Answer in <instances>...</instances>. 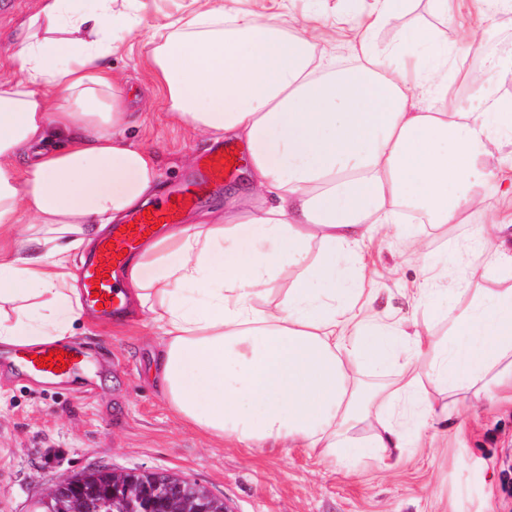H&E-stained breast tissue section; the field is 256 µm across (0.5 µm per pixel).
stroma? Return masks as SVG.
<instances>
[{
  "label": "stroma",
  "mask_w": 512,
  "mask_h": 512,
  "mask_svg": "<svg viewBox=\"0 0 512 512\" xmlns=\"http://www.w3.org/2000/svg\"><path fill=\"white\" fill-rule=\"evenodd\" d=\"M317 9L332 25L343 0H245L264 13ZM39 8V0H0V78L13 76L18 25ZM512 46V12L497 15L479 52L464 64L476 86L493 84L482 58ZM142 38H128L113 57L119 89L137 102L139 117L129 129L137 142L160 154L159 180L165 193L183 189L196 159L210 142L168 121L164 91L146 62ZM470 221L412 230L437 260L452 257ZM369 280L377 288L375 307L392 316H416L435 338L466 304L465 294L449 292L440 315L414 309L412 290L422 273L406 243L382 232L367 250ZM73 341L90 352L84 374L86 393L73 385L49 383L20 372L17 348L0 346V512H31L63 476L98 467L114 471L150 470L194 482L224 499L231 512H512L502 471L512 466V401L468 397L460 415L435 422L431 446L404 449L387 470L374 463L349 465L306 448H247L219 443L181 423L151 382L149 372L161 343L143 321L117 323L89 313L76 325Z\"/></svg>",
  "instance_id": "35a3bbf8"
}]
</instances>
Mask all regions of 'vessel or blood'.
I'll return each mask as SVG.
<instances>
[{"label": "vessel or blood", "mask_w": 512, "mask_h": 512, "mask_svg": "<svg viewBox=\"0 0 512 512\" xmlns=\"http://www.w3.org/2000/svg\"><path fill=\"white\" fill-rule=\"evenodd\" d=\"M201 182H191L186 188L176 194L174 199L164 200L152 207L150 215L135 211L131 219L132 229L124 231L112 229L109 243H98L94 253L86 259L79 269V276L84 288L83 302L90 309H101L104 316L120 314L123 310L120 293L122 287L119 273L129 262L130 254L136 253L146 231L152 230L159 223H172L178 208L184 207L198 197ZM62 349L65 353L66 367L63 371L55 372L49 368L39 367L32 357H23L18 365L25 372L46 380L63 378L76 380L84 366L82 351L79 344L66 343Z\"/></svg>", "instance_id": "vessel-or-blood-1"}]
</instances>
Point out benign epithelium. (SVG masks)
Instances as JSON below:
<instances>
[{"instance_id":"benign-epithelium-1","label":"benign epithelium","mask_w":512,"mask_h":512,"mask_svg":"<svg viewBox=\"0 0 512 512\" xmlns=\"http://www.w3.org/2000/svg\"><path fill=\"white\" fill-rule=\"evenodd\" d=\"M148 499L161 503V512H213L210 495L178 477L157 473L137 483L118 473L92 472L62 478L39 501L38 512H84L93 501L119 502L125 512H140L139 505Z\"/></svg>"}]
</instances>
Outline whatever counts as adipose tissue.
Instances as JSON below:
<instances>
[{"label": "adipose tissue", "mask_w": 512, "mask_h": 512, "mask_svg": "<svg viewBox=\"0 0 512 512\" xmlns=\"http://www.w3.org/2000/svg\"><path fill=\"white\" fill-rule=\"evenodd\" d=\"M130 2L42 0L16 34L18 75L0 80V344L69 336L85 317L74 254L160 190L112 73L142 35L168 119L248 157L223 214L161 230L124 275L131 312L164 338L155 382L179 420L220 442L385 467L458 414L459 395L512 386V213L486 204L512 193V95L469 86L457 65L512 0H429L457 27L453 52L427 26L377 42L414 0H354L350 27L332 31L240 0H190L147 27ZM404 208L439 226L473 219L465 262L438 271L412 253L429 312L445 286L470 294L439 341L377 311L366 279L368 243ZM364 366L396 375L367 396Z\"/></svg>", "instance_id": "ef3b65f1"}]
</instances>
